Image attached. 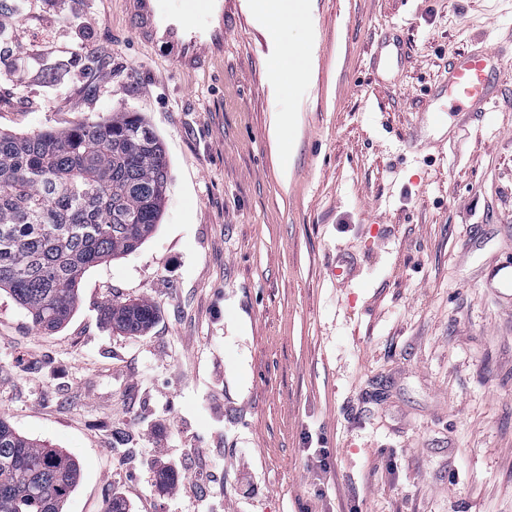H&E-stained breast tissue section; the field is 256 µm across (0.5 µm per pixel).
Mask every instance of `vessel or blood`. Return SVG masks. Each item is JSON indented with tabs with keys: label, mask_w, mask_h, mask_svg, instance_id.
<instances>
[{
	"label": "vessel or blood",
	"mask_w": 512,
	"mask_h": 512,
	"mask_svg": "<svg viewBox=\"0 0 512 512\" xmlns=\"http://www.w3.org/2000/svg\"><path fill=\"white\" fill-rule=\"evenodd\" d=\"M123 4L136 38L163 49L175 68L198 71L223 57L227 39L224 0H180L175 12L167 9L165 0H123ZM503 77V72L489 66L488 55L482 51L452 57L438 93L448 110H433L429 123L441 124L446 113L461 119L489 112Z\"/></svg>",
	"instance_id": "vessel-or-blood-1"
}]
</instances>
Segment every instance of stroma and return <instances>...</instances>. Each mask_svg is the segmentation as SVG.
<instances>
[{
  "instance_id": "stroma-1",
  "label": "stroma",
  "mask_w": 512,
  "mask_h": 512,
  "mask_svg": "<svg viewBox=\"0 0 512 512\" xmlns=\"http://www.w3.org/2000/svg\"><path fill=\"white\" fill-rule=\"evenodd\" d=\"M11 4L0 130L138 112L169 159L157 231L88 269L61 328L0 292V418L78 463L65 512H512V0H309L277 42L224 0V56L193 73L122 0ZM473 46L505 69L497 107L412 149ZM58 55L66 85L30 78ZM138 299L149 330H113L104 304Z\"/></svg>"
}]
</instances>
